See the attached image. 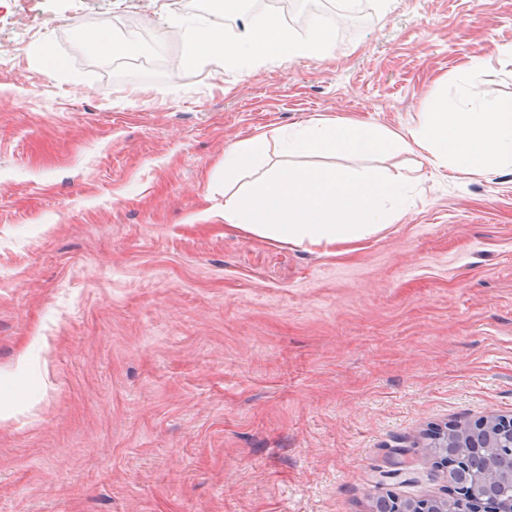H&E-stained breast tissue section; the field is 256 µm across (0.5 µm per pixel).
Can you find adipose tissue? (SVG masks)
<instances>
[{"instance_id": "adipose-tissue-1", "label": "adipose tissue", "mask_w": 512, "mask_h": 512, "mask_svg": "<svg viewBox=\"0 0 512 512\" xmlns=\"http://www.w3.org/2000/svg\"><path fill=\"white\" fill-rule=\"evenodd\" d=\"M187 37L195 58L220 51L228 63L242 51L256 60L318 57L335 46L331 29L317 25L302 38L273 13L246 18L232 45L225 44L224 25L217 21L189 29ZM477 99L467 107L438 98L418 126L400 131L359 118H315L283 134L280 144L289 155L406 151L436 169L512 174V98ZM267 153L263 134L225 150V182L255 172L260 178L252 189L229 196L220 216L230 227L277 244L325 251L365 239L389 218L386 203L400 202L406 192L402 177L377 170L269 166Z\"/></svg>"}]
</instances>
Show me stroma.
<instances>
[{
	"mask_svg": "<svg viewBox=\"0 0 512 512\" xmlns=\"http://www.w3.org/2000/svg\"><path fill=\"white\" fill-rule=\"evenodd\" d=\"M179 2L0 0V512L452 495L430 432L512 418V175L333 157L414 182L327 254L228 227L221 165L315 117L416 125L471 62L512 96V0H325L328 55L234 68L189 63L216 9Z\"/></svg>",
	"mask_w": 512,
	"mask_h": 512,
	"instance_id": "stroma-1",
	"label": "stroma"
}]
</instances>
